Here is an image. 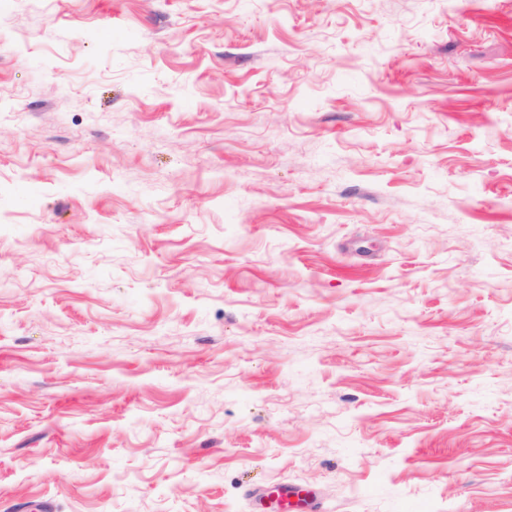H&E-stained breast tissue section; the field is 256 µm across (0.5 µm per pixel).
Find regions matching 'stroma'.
Instances as JSON below:
<instances>
[{
    "mask_svg": "<svg viewBox=\"0 0 512 512\" xmlns=\"http://www.w3.org/2000/svg\"><path fill=\"white\" fill-rule=\"evenodd\" d=\"M512 512V0H0V512Z\"/></svg>",
    "mask_w": 512,
    "mask_h": 512,
    "instance_id": "1",
    "label": "stroma"
}]
</instances>
